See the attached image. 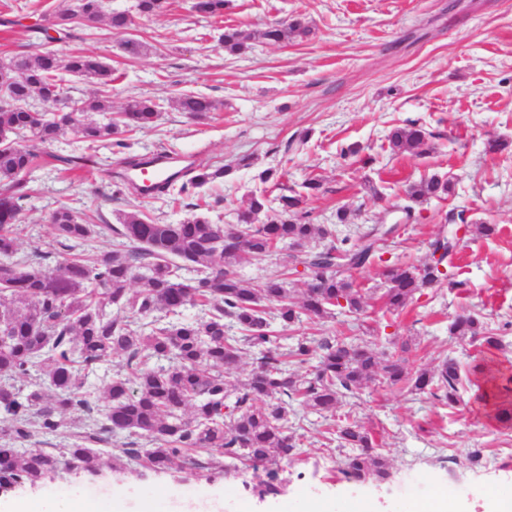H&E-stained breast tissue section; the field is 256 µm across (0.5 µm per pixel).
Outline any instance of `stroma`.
<instances>
[{
	"label": "stroma",
	"mask_w": 512,
	"mask_h": 512,
	"mask_svg": "<svg viewBox=\"0 0 512 512\" xmlns=\"http://www.w3.org/2000/svg\"><path fill=\"white\" fill-rule=\"evenodd\" d=\"M191 3L168 0L163 14L138 19L129 35L149 51L134 59L120 49L124 36L102 23L77 27L54 43L62 55L100 56L116 75L104 88L90 79L70 81V96L103 92L116 112L137 98L164 102L154 127L128 137L129 151L165 149L229 167L223 183L207 192L209 215L220 224L235 223L255 188L265 187L273 200L316 178L322 187L304 204L311 222L332 225L335 242L350 245L373 225H391L381 243L391 263L423 262L429 241L448 233L459 214L494 225L492 234L471 232L462 242L456 264L464 289H424L399 314L384 317L379 270L371 267L353 274L368 297L364 312L338 313L320 328L305 322L294 332L358 336L369 325L378 344L410 341L414 368L444 356L466 371L491 358L512 363V0H231L217 18L191 11ZM295 18L311 28L309 37L252 40L237 54L220 42L229 28L252 32ZM29 24L0 0V63L34 51ZM184 93L211 97L219 108L208 120H190L167 105ZM410 121L430 132L428 151L391 153V130ZM302 134L308 137L303 150L288 151ZM491 140L506 142V149L487 151ZM70 151L58 142L39 149L34 190L22 202L21 252L49 250L48 217L62 204L93 224H112L118 213L137 210L162 224L191 215L186 196L175 203L118 191L121 155L113 150H98L80 171L57 173L55 156ZM246 154L255 157L254 167H238ZM266 168L275 170L278 183L260 184L257 174ZM434 174L448 178L451 193L416 204L417 221L405 222L406 187ZM342 206L350 211L344 223L336 218ZM462 314L488 322L503 350L491 353L449 336V324ZM341 411L389 457L388 481L344 480L345 449L328 441L320 418L309 414L298 430L302 456L276 466L288 486L274 498L253 496L235 468L209 484L180 468L143 477L107 471L93 482L74 469L17 489L14 497L27 502L28 512L50 500H82L90 512H183L189 505L203 512H432L438 503L443 512H490L512 489V427L479 412L470 392L448 407L426 394L371 384ZM471 448L484 449L481 467L467 466Z\"/></svg>",
	"instance_id": "stroma-1"
}]
</instances>
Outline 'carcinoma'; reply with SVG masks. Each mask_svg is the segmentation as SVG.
Instances as JSON below:
<instances>
[{"instance_id":"1","label":"carcinoma","mask_w":512,"mask_h":512,"mask_svg":"<svg viewBox=\"0 0 512 512\" xmlns=\"http://www.w3.org/2000/svg\"><path fill=\"white\" fill-rule=\"evenodd\" d=\"M226 5L193 0L191 9L214 18L224 15ZM166 8L167 0L134 4L142 16ZM132 13L112 9L109 0H60L31 25L43 48L0 63V77L12 79L0 98V495L52 481L68 465L98 477L106 469L121 473L132 466L167 473L179 461L196 479L208 480L229 459L256 473L303 454L300 409L319 415L326 433L350 449L339 470L344 478L386 481L388 458L356 420L336 418L337 409L374 381L452 406L464 375L446 357L432 370L413 372L405 358L362 336L278 342L277 325L291 330L304 317L362 312L365 296L352 272L373 266L379 243L392 232L376 224L351 247H310L332 236L329 225L312 223L303 210L306 197L321 188L318 180L305 182L303 193L280 196L275 207L266 190L257 188L238 210L237 223L218 224L201 192L224 180L229 169L190 162L157 190L159 196L173 189L197 196L196 213L182 221L159 224L133 211L118 214L115 224H91L60 206L48 217L59 250L20 252V201L33 192L37 146L70 141L84 150L124 148L129 134L160 117L162 103L150 98L114 112L99 97H67L66 77L108 86L112 67L93 54L61 57L46 48L86 19L125 32L134 24ZM309 35V26L294 19L252 34L226 30L223 43L236 53L252 39L281 43ZM36 100L55 110L34 107ZM172 105L198 121L217 110L214 100L199 94L180 95ZM427 147L428 133L415 121L389 137L394 152L421 155ZM144 159L126 156L119 173L137 195L140 189L125 172ZM449 192L450 182L432 175L409 185L405 197L421 203ZM107 236L112 249L96 248V239ZM460 241L438 235L423 264L385 267L383 313L403 311L425 288L461 285L455 274L441 271L445 265L454 269ZM284 246L291 251V268L307 271L297 301L280 274L255 283L235 271L243 256H269ZM114 307L124 316L113 314ZM189 309L194 313L188 317ZM449 334L479 340L489 350L503 347L501 337L472 315L457 316ZM247 354L250 373L230 379ZM114 355L125 357L126 372L113 376L100 396L88 389L89 376ZM473 375L478 399L496 407L498 421L511 422L512 371L476 366ZM22 377L33 379L25 391L14 385ZM73 412L83 413L84 422L71 447L54 453L32 446L34 437L58 432ZM113 442L120 447H110ZM252 492L261 499L278 496L282 480L270 470Z\"/></svg>"}]
</instances>
